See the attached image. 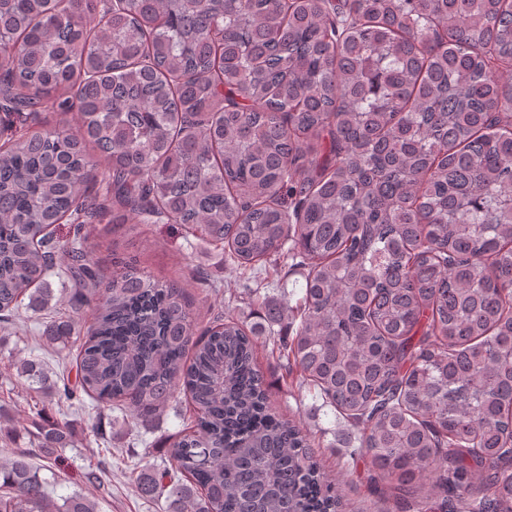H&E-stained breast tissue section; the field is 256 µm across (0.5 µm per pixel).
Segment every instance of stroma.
I'll list each match as a JSON object with an SVG mask.
<instances>
[{
    "label": "stroma",
    "instance_id": "35a3bbf8",
    "mask_svg": "<svg viewBox=\"0 0 512 512\" xmlns=\"http://www.w3.org/2000/svg\"><path fill=\"white\" fill-rule=\"evenodd\" d=\"M114 216V211L105 210L88 240L104 274H111L113 258L132 257L156 279L181 281L199 325H207L214 316L224 313L248 323L256 321L259 308L242 274L225 266L222 251L185 235L174 224H137L130 218L117 224ZM304 273L303 267L287 261L278 267L269 265L261 273V285L268 295L287 297L293 304L301 295ZM43 325V320L25 316L16 328L0 330V409L6 415L0 423V459L30 448L39 427L63 421L80 444L61 449V460L54 469L53 496L79 488L96 501L97 512H163L160 501L140 493L131 472L136 466L159 467L168 462L171 436L181 430L192 413L189 401L170 403L150 421L127 430L122 426V411L97 407L92 400L68 408L54 396L31 397L15 368L19 359L39 357L65 378L76 374L73 352L37 344ZM256 362L269 385L273 408L310 430L324 472L342 484L349 512L365 506L370 512H397L387 483L376 477L368 460L351 457L346 441L353 435V428L327 414L312 396L301 394L297 386L287 383L284 368L266 347H258ZM98 460L105 463L104 488L81 484L82 472Z\"/></svg>",
    "mask_w": 512,
    "mask_h": 512
}]
</instances>
